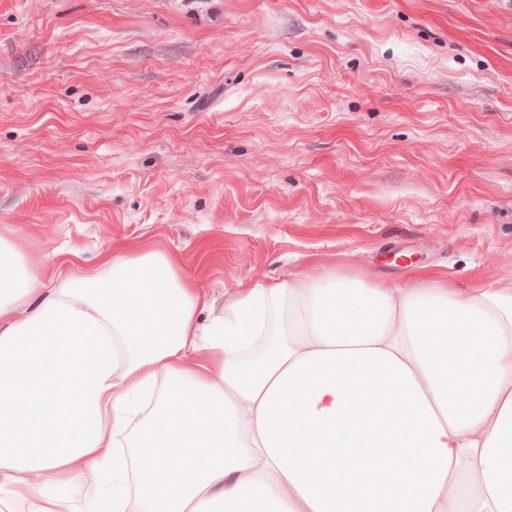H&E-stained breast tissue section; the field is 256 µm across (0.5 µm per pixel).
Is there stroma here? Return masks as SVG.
Returning <instances> with one entry per match:
<instances>
[{
	"mask_svg": "<svg viewBox=\"0 0 512 512\" xmlns=\"http://www.w3.org/2000/svg\"><path fill=\"white\" fill-rule=\"evenodd\" d=\"M171 255L208 307L322 267L512 284V0H0V227Z\"/></svg>",
	"mask_w": 512,
	"mask_h": 512,
	"instance_id": "stroma-1",
	"label": "stroma"
}]
</instances>
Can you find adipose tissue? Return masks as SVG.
Returning a JSON list of instances; mask_svg holds the SVG:
<instances>
[{
  "label": "adipose tissue",
  "mask_w": 512,
  "mask_h": 512,
  "mask_svg": "<svg viewBox=\"0 0 512 512\" xmlns=\"http://www.w3.org/2000/svg\"><path fill=\"white\" fill-rule=\"evenodd\" d=\"M67 267L0 234V512H512V287Z\"/></svg>",
  "instance_id": "adipose-tissue-1"
}]
</instances>
